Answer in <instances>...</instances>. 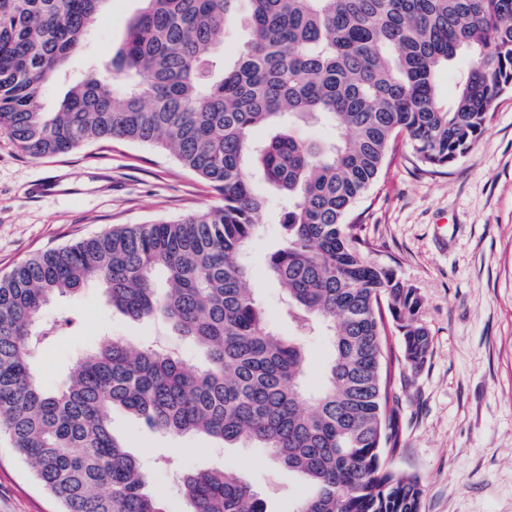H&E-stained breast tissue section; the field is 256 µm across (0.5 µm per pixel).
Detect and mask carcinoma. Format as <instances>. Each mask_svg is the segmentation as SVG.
<instances>
[{
    "label": "carcinoma",
    "instance_id": "carcinoma-1",
    "mask_svg": "<svg viewBox=\"0 0 512 512\" xmlns=\"http://www.w3.org/2000/svg\"><path fill=\"white\" fill-rule=\"evenodd\" d=\"M241 1L246 42L219 66ZM107 2L0 0V130L32 158L101 140L155 146L219 200L45 251L0 278V435L59 512H166L112 433L116 408L169 435L268 449L312 488L296 512H419V482L381 460L400 445L381 303L407 365L426 362L431 338L417 289L370 258L352 211L396 137L433 171L477 142L512 89V0H143L112 59L45 110L46 86L66 78ZM461 53L468 67L448 101L438 76ZM314 118L332 137L294 134ZM258 127L276 133L257 141ZM261 181L288 200L267 259L296 327L288 337L271 328L244 260L263 226ZM91 279L107 305L162 318L206 364L112 339L46 389L33 360L56 325L42 312ZM321 334L333 354L312 393L307 339ZM180 490L191 512H267L221 469L184 475Z\"/></svg>",
    "mask_w": 512,
    "mask_h": 512
}]
</instances>
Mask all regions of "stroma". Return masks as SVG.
<instances>
[{
	"label": "stroma",
	"instance_id": "1",
	"mask_svg": "<svg viewBox=\"0 0 512 512\" xmlns=\"http://www.w3.org/2000/svg\"><path fill=\"white\" fill-rule=\"evenodd\" d=\"M142 0H112L106 18L68 63L75 76L111 58ZM51 184L54 194L31 195ZM265 231L249 251L250 285L273 328L289 336L281 314L285 290L266 270L281 243L283 204L264 189ZM217 201L210 186L170 155L139 144L92 142L34 159L0 131V276L33 254L114 227L175 219ZM371 257L417 288L419 318L431 349L419 369L396 370L401 446L386 455L398 473L416 477L420 512H512V91L492 107L472 149L438 173L423 170L411 146L397 140L380 180L357 203ZM42 318L59 329L34 360L51 390L77 357L104 340L176 347L194 363L202 352L163 321H131L107 306L96 282L57 297ZM112 432L139 461L150 490L170 512H188L179 492L187 472L221 468L242 475L268 512H295L310 492L297 473L262 448L227 447L200 434L171 436L117 408ZM6 442H0V512H58Z\"/></svg>",
	"mask_w": 512,
	"mask_h": 512
}]
</instances>
